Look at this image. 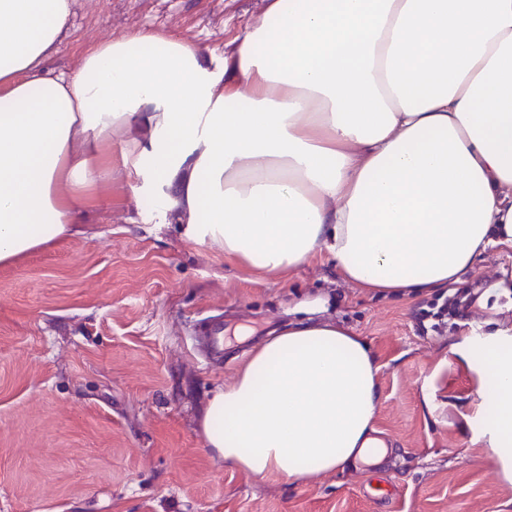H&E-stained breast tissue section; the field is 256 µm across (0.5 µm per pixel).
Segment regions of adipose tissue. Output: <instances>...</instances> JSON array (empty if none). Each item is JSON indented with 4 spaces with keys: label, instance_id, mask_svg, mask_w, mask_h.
Listing matches in <instances>:
<instances>
[{
    "label": "adipose tissue",
    "instance_id": "1",
    "mask_svg": "<svg viewBox=\"0 0 512 512\" xmlns=\"http://www.w3.org/2000/svg\"><path fill=\"white\" fill-rule=\"evenodd\" d=\"M70 16L0 0V264L85 222L114 130L164 222L266 276L323 248L359 287L422 293L512 250V0H265L222 67L141 28L60 74ZM473 305L488 337L449 352L494 401L483 455L512 479V331ZM379 371L348 328L285 329L208 400L206 442L259 478L380 465Z\"/></svg>",
    "mask_w": 512,
    "mask_h": 512
}]
</instances>
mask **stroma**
Here are the masks:
<instances>
[{
  "label": "stroma",
  "mask_w": 512,
  "mask_h": 512,
  "mask_svg": "<svg viewBox=\"0 0 512 512\" xmlns=\"http://www.w3.org/2000/svg\"><path fill=\"white\" fill-rule=\"evenodd\" d=\"M263 0H72L50 68L135 28L219 63ZM141 178L90 189L77 232L0 266V512H512V480L485 461L488 408L447 363L471 311L439 330L419 312L447 298L368 293L318 252L265 277L164 223ZM363 336L378 364L376 427L396 445L373 470L308 482L227 466L201 428L247 351L308 318ZM220 323L209 345L203 326Z\"/></svg>",
  "instance_id": "35a3bbf8"
}]
</instances>
